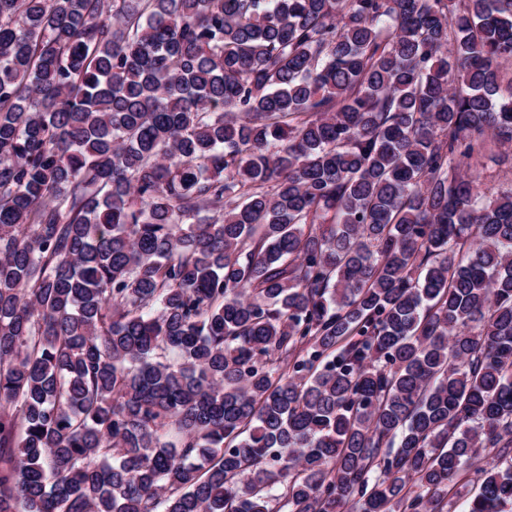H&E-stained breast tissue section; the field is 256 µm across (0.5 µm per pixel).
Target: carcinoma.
Listing matches in <instances>:
<instances>
[{"label": "carcinoma", "mask_w": 512, "mask_h": 512, "mask_svg": "<svg viewBox=\"0 0 512 512\" xmlns=\"http://www.w3.org/2000/svg\"><path fill=\"white\" fill-rule=\"evenodd\" d=\"M0 0V512L512 505V0ZM499 153L500 149L493 146L492 150L481 158L477 166L481 188L487 193H495L512 187V169L509 163L507 165L498 164L496 156Z\"/></svg>", "instance_id": "cac0c4a2"}]
</instances>
